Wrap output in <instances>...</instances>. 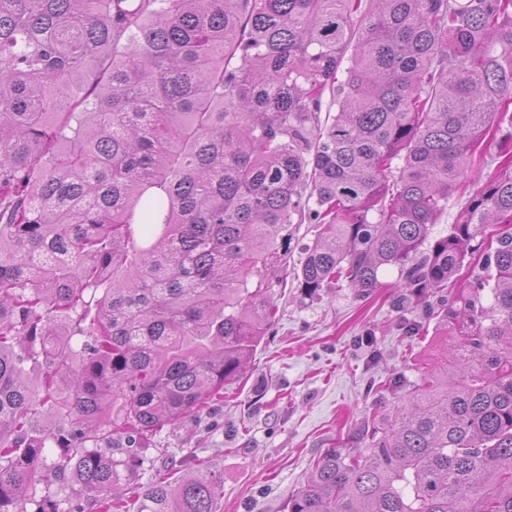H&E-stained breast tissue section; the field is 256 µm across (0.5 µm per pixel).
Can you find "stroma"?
Segmentation results:
<instances>
[{"label":"stroma","mask_w":512,"mask_h":512,"mask_svg":"<svg viewBox=\"0 0 512 512\" xmlns=\"http://www.w3.org/2000/svg\"><path fill=\"white\" fill-rule=\"evenodd\" d=\"M484 149L434 236L447 235L454 214L493 175L496 139ZM289 230L282 281L270 290L277 315L249 366L225 386L223 404L156 436L175 475L194 474L203 460L223 479L218 512H288L313 462L327 449H343L366 421L393 412L434 352L435 294L404 299L390 271L384 287L364 297L344 282L307 296L296 275L318 227L295 223Z\"/></svg>","instance_id":"stroma-1"}]
</instances>
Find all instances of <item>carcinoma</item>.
Masks as SVG:
<instances>
[{
    "mask_svg": "<svg viewBox=\"0 0 512 512\" xmlns=\"http://www.w3.org/2000/svg\"><path fill=\"white\" fill-rule=\"evenodd\" d=\"M509 101L512 0H0V512H58L53 481L69 512H130L116 486L264 338L296 215L319 225L305 294L393 268L455 342L288 512H512ZM504 123L493 177L426 246ZM223 495L202 472L146 492L153 512Z\"/></svg>",
    "mask_w": 512,
    "mask_h": 512,
    "instance_id": "cac0c4a2",
    "label": "carcinoma"
}]
</instances>
